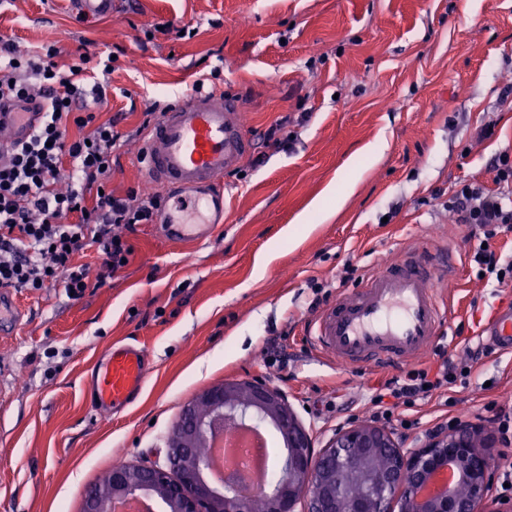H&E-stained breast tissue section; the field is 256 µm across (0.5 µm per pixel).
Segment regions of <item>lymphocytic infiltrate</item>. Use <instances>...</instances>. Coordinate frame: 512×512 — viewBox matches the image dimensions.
I'll return each instance as SVG.
<instances>
[{"instance_id": "lymphocytic-infiltrate-1", "label": "lymphocytic infiltrate", "mask_w": 512, "mask_h": 512, "mask_svg": "<svg viewBox=\"0 0 512 512\" xmlns=\"http://www.w3.org/2000/svg\"><path fill=\"white\" fill-rule=\"evenodd\" d=\"M61 47L21 50L0 37V100L46 102L45 115L24 144L0 164V288L37 292L61 287L73 298L103 286L132 255L129 233L153 223L159 194L129 190L115 195L112 154L120 140L115 119L100 120L107 96L103 83L85 81L88 55L62 67ZM77 136H69V127ZM488 182L464 181L448 189V209L458 223L475 227L471 259L493 274L498 287L512 288V254L497 252L492 240L512 234V153L501 152L487 170ZM94 249L98 270L78 263ZM467 365L444 360L437 372L414 368L386 382L372 400L375 419H396L399 407L448 391L467 378Z\"/></svg>"}]
</instances>
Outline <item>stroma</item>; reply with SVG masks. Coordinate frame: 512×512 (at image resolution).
<instances>
[{
    "label": "stroma",
    "instance_id": "1",
    "mask_svg": "<svg viewBox=\"0 0 512 512\" xmlns=\"http://www.w3.org/2000/svg\"><path fill=\"white\" fill-rule=\"evenodd\" d=\"M166 23L173 32H158ZM183 26L194 37L178 38ZM0 36L60 42L62 65L115 55L99 107L120 118L115 194L143 186L136 130L149 102L213 69L252 145L224 175L211 237L184 245L142 224L106 285L77 299L13 290L18 325L0 335V512H81L115 459H163L182 407L227 379L282 389L319 448L370 420L397 370L336 364L305 338L310 303L328 307L413 241L452 248L459 262L437 284L449 334L415 367L465 360L493 309L512 303V288L471 263L469 229L447 209L451 185L485 180L512 150V0H114L93 20L68 0H10ZM486 126L492 136L478 138ZM272 127L277 148L264 140ZM115 342L144 347L148 377L130 405L98 416L87 379ZM470 366L446 398L407 410L412 429L391 423L404 447L451 419L496 431L491 405L512 403V353Z\"/></svg>",
    "mask_w": 512,
    "mask_h": 512
}]
</instances>
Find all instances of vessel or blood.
I'll list each match as a JSON object with an SVG mask.
<instances>
[{
    "instance_id": "obj_1",
    "label": "vessel or blood",
    "mask_w": 512,
    "mask_h": 512,
    "mask_svg": "<svg viewBox=\"0 0 512 512\" xmlns=\"http://www.w3.org/2000/svg\"><path fill=\"white\" fill-rule=\"evenodd\" d=\"M34 112H0V146L25 140ZM251 144L236 100L206 93L180 95L143 138L144 177L165 198L160 222L168 240L192 243L224 221V174L238 167ZM444 247L420 245L366 276L355 294L339 298L313 325V336L338 363L401 366L425 353L446 324L435 283L455 278ZM512 353V311L494 312L482 330ZM147 374L144 348L112 344L96 359L87 394L98 414L129 404Z\"/></svg>"
}]
</instances>
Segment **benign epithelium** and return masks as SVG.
I'll return each mask as SVG.
<instances>
[{
    "label": "benign epithelium",
    "mask_w": 512,
    "mask_h": 512,
    "mask_svg": "<svg viewBox=\"0 0 512 512\" xmlns=\"http://www.w3.org/2000/svg\"><path fill=\"white\" fill-rule=\"evenodd\" d=\"M266 426L285 447L279 472L260 490L266 512L300 505L303 512H503L490 508L493 443L481 426L460 422L406 448L390 430L361 422L338 429L317 451L286 393L260 377L226 380L186 403L165 463L112 468L107 485L87 492L82 512H112L114 503L140 498L162 512H249L239 474L214 480L209 455L198 449L223 428L259 434Z\"/></svg>",
    "instance_id": "obj_1"
}]
</instances>
